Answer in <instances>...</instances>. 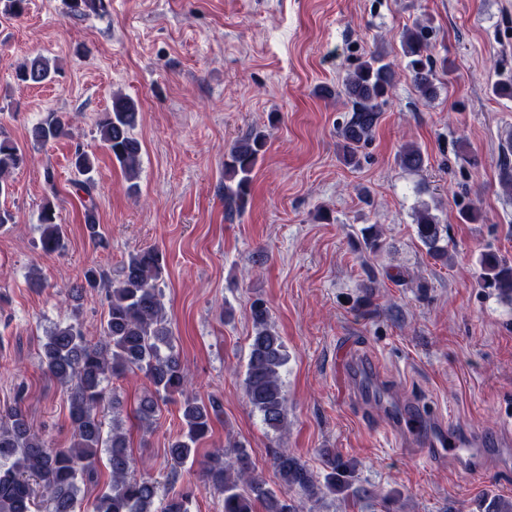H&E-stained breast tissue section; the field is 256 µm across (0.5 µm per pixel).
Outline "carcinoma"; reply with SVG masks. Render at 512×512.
Returning a JSON list of instances; mask_svg holds the SVG:
<instances>
[{
	"label": "carcinoma",
	"instance_id": "1",
	"mask_svg": "<svg viewBox=\"0 0 512 512\" xmlns=\"http://www.w3.org/2000/svg\"><path fill=\"white\" fill-rule=\"evenodd\" d=\"M28 0H0V15L21 17ZM107 0H67L68 15L82 18L107 10ZM401 46L406 68L417 91L425 99L436 94L437 64L431 53L426 28L416 26L402 34ZM51 75V64L41 56L29 58L15 69L22 84H41ZM394 83L392 66L380 54H373L349 71L340 90L321 88L324 97L345 96L351 116L339 130L342 155L349 166L359 162L358 151L370 139L380 118L382 106ZM140 112L137 102L123 94L112 96L111 108L97 123L100 141L127 176L135 179L140 166L141 144L133 136ZM65 135V120L56 112L31 129V139L40 144ZM266 135L255 132L234 143L224 157V206L243 210L249 200L252 173L262 156ZM397 162L405 170L424 165L421 150L402 147ZM24 163V156L4 128L0 127V194L9 190V177ZM77 175L73 185L83 197L92 199L96 190L95 158L77 145L69 157ZM39 221L41 250L46 254L63 247L62 229L56 223L54 207L46 205ZM416 234L427 254L448 262V226L425 207L416 215ZM482 286L493 289L501 299L512 302V263L493 250L481 255ZM164 264L159 251L146 249L128 256L120 278L112 281L97 267L84 272L85 287L107 290V309L102 331L95 342L83 333L79 322L58 323L46 331L41 347L45 372L63 387L72 427V443L67 448L48 445L30 426L23 396L0 410V512H77L82 500L79 483L97 471L100 453L108 457L110 480L93 504V512H190L191 493L170 494L156 483L132 475L134 459L126 434L119 426L104 435L101 404L103 384L112 378L142 374L152 387L137 408L139 422L151 428L159 402L175 395L181 402L185 434L169 447L170 465L185 464L195 454L193 445L210 430L221 405L205 404L185 396L186 372L173 350L172 332L166 322L163 303ZM254 326L244 378L249 404L261 413L274 431L287 428L288 398L280 370L287 353L281 336L269 324L266 303L256 299L250 306ZM285 491L278 494L265 487L254 475L255 464L247 448L234 447L232 455L218 451L208 456L207 477L224 494V512H254L259 503L264 512H295L288 493L297 492L318 501L328 495L350 496L352 470L339 458L329 459L323 481L288 449L273 457Z\"/></svg>",
	"mask_w": 512,
	"mask_h": 512
}]
</instances>
